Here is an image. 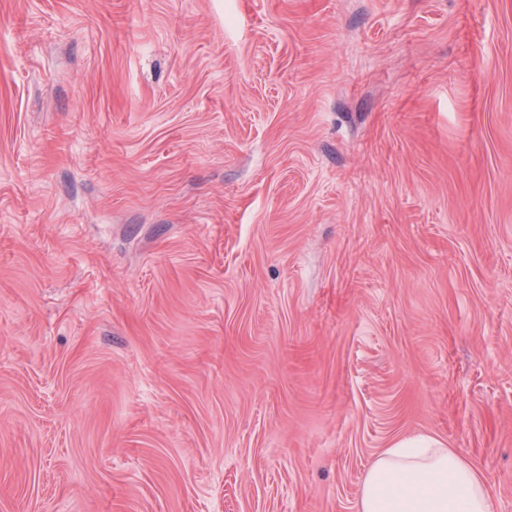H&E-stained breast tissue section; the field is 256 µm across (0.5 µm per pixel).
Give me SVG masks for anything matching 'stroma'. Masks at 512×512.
Segmentation results:
<instances>
[{"label": "stroma", "mask_w": 512, "mask_h": 512, "mask_svg": "<svg viewBox=\"0 0 512 512\" xmlns=\"http://www.w3.org/2000/svg\"><path fill=\"white\" fill-rule=\"evenodd\" d=\"M418 435L512 512V0H0V512H356Z\"/></svg>", "instance_id": "stroma-1"}]
</instances>
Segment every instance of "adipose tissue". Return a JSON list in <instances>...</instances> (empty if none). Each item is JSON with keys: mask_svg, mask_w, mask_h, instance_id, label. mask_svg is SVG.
<instances>
[{"mask_svg": "<svg viewBox=\"0 0 512 512\" xmlns=\"http://www.w3.org/2000/svg\"><path fill=\"white\" fill-rule=\"evenodd\" d=\"M357 512H493L480 472L431 437L394 442L369 466Z\"/></svg>", "mask_w": 512, "mask_h": 512, "instance_id": "adipose-tissue-1", "label": "adipose tissue"}]
</instances>
